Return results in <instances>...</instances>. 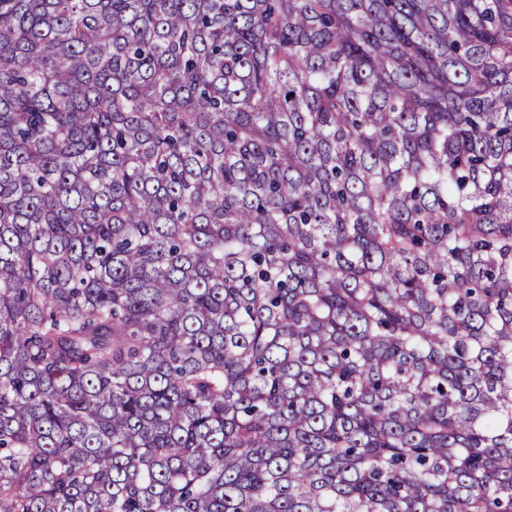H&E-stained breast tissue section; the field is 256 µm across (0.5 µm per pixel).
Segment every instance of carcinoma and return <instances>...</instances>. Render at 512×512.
<instances>
[{
	"mask_svg": "<svg viewBox=\"0 0 512 512\" xmlns=\"http://www.w3.org/2000/svg\"><path fill=\"white\" fill-rule=\"evenodd\" d=\"M0 512H512V0H0Z\"/></svg>",
	"mask_w": 512,
	"mask_h": 512,
	"instance_id": "obj_1",
	"label": "carcinoma"
}]
</instances>
